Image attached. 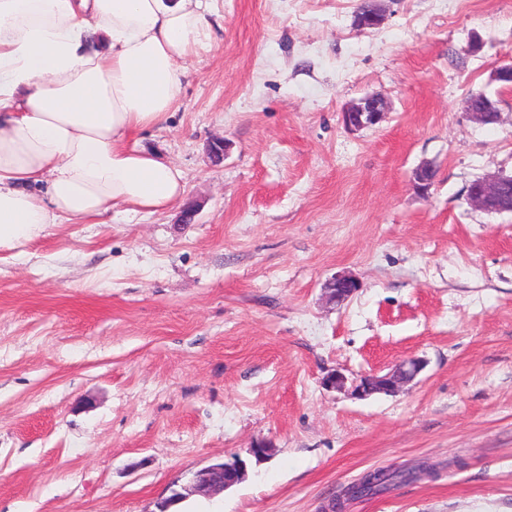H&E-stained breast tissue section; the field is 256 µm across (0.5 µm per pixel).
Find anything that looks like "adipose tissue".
<instances>
[{"instance_id":"1","label":"adipose tissue","mask_w":512,"mask_h":512,"mask_svg":"<svg viewBox=\"0 0 512 512\" xmlns=\"http://www.w3.org/2000/svg\"><path fill=\"white\" fill-rule=\"evenodd\" d=\"M211 41L204 0H0V248L179 201L181 171L126 141Z\"/></svg>"}]
</instances>
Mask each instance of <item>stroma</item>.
I'll list each match as a JSON object with an SVG mask.
<instances>
[{"mask_svg": "<svg viewBox=\"0 0 512 512\" xmlns=\"http://www.w3.org/2000/svg\"><path fill=\"white\" fill-rule=\"evenodd\" d=\"M359 3L211 0L176 105L131 137L182 200L0 251V512H153L260 442L269 460L184 512H323L366 470L426 461L344 512H512V213L467 202L512 174L491 80L512 0H384L367 30ZM479 91L497 124L466 115ZM372 93L385 120L349 131ZM338 274L361 288L337 305ZM407 358L425 367L390 394L324 384ZM381 0H368V7L355 14L354 24L360 29H373L379 27L384 21V14L379 7ZM389 111V103L379 95H366L343 111V122L350 131H359L380 123Z\"/></svg>", "mask_w": 512, "mask_h": 512, "instance_id": "35a3bbf8", "label": "stroma"}]
</instances>
